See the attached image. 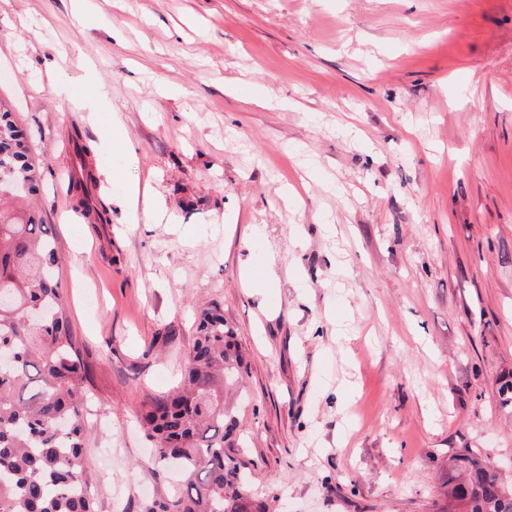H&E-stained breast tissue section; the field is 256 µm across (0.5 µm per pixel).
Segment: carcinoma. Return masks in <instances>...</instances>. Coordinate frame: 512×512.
<instances>
[{
	"label": "carcinoma",
	"instance_id": "cac0c4a2",
	"mask_svg": "<svg viewBox=\"0 0 512 512\" xmlns=\"http://www.w3.org/2000/svg\"><path fill=\"white\" fill-rule=\"evenodd\" d=\"M42 162L27 132L0 103V180L26 204L0 218V512H94L85 461L88 401L82 350L68 329L53 273L54 229L32 205ZM86 161L73 164L67 194L85 218L104 220ZM245 357L216 302L198 312L184 380L144 404L142 425L159 470L168 455L185 479L146 512H261L249 495L236 420L224 392L242 385ZM436 512H512V482L470 448L448 456Z\"/></svg>",
	"mask_w": 512,
	"mask_h": 512
}]
</instances>
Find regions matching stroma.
I'll return each instance as SVG.
<instances>
[{"label": "stroma", "mask_w": 512, "mask_h": 512, "mask_svg": "<svg viewBox=\"0 0 512 512\" xmlns=\"http://www.w3.org/2000/svg\"><path fill=\"white\" fill-rule=\"evenodd\" d=\"M0 100L46 160L97 512L168 495L137 418L210 302L265 512H433L456 448L512 478V0H0ZM81 154V163L76 162L69 171L66 181L67 194L77 197L78 206L87 220L103 224L105 214L103 207L100 200L95 199L92 193L96 179L92 176V171L86 162L84 148Z\"/></svg>", "instance_id": "1"}]
</instances>
